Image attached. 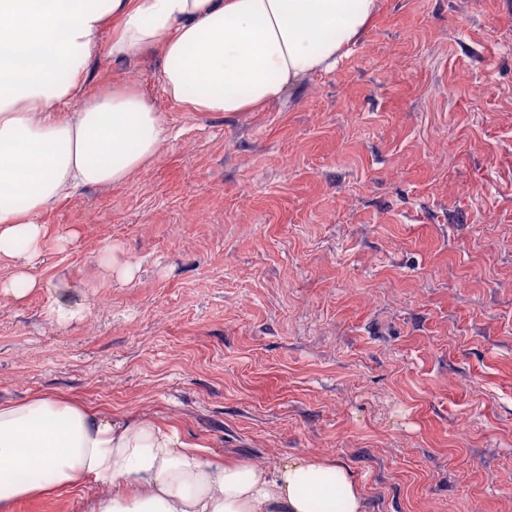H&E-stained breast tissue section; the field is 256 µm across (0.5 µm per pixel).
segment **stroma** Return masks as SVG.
Listing matches in <instances>:
<instances>
[{"instance_id": "stroma-1", "label": "stroma", "mask_w": 512, "mask_h": 512, "mask_svg": "<svg viewBox=\"0 0 512 512\" xmlns=\"http://www.w3.org/2000/svg\"><path fill=\"white\" fill-rule=\"evenodd\" d=\"M128 182L50 205L0 293V403L176 424L217 461L317 456L370 512H512V0H380L336 67L254 112H187ZM82 317L48 315L56 289ZM89 484L14 512H92Z\"/></svg>"}]
</instances>
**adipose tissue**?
<instances>
[{
    "instance_id": "ef3b65f1",
    "label": "adipose tissue",
    "mask_w": 512,
    "mask_h": 512,
    "mask_svg": "<svg viewBox=\"0 0 512 512\" xmlns=\"http://www.w3.org/2000/svg\"><path fill=\"white\" fill-rule=\"evenodd\" d=\"M380 0H0V291L40 288L34 217L85 187L122 184L169 131L137 90L81 93L106 22L108 52L164 61L166 98L190 112H247L327 71ZM95 483V512H369L348 471L301 456L224 464L174 425L106 416L37 394L0 404V512L49 489Z\"/></svg>"
}]
</instances>
